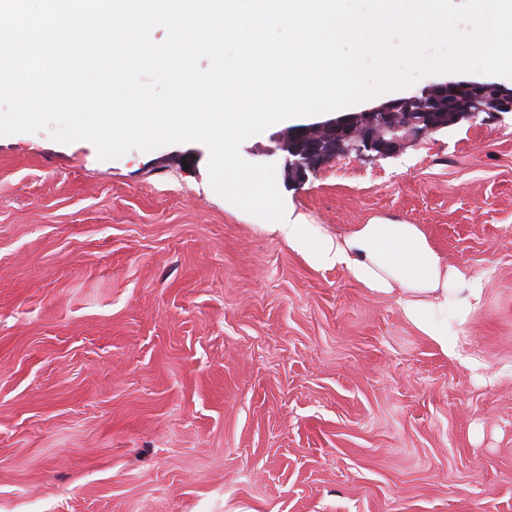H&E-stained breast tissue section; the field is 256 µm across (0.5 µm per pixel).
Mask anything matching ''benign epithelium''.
<instances>
[{
    "mask_svg": "<svg viewBox=\"0 0 512 512\" xmlns=\"http://www.w3.org/2000/svg\"><path fill=\"white\" fill-rule=\"evenodd\" d=\"M461 94L468 96L469 107L456 113L457 121L512 112V89L472 79L446 80L361 112H343L312 124L289 127L274 136L275 146L270 153H286L285 167L300 179L310 169L341 154L373 152L377 158L387 157L410 137L450 127L438 106L442 100L453 105L451 96Z\"/></svg>",
    "mask_w": 512,
    "mask_h": 512,
    "instance_id": "7a95c632",
    "label": "benign epithelium"
}]
</instances>
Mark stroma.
<instances>
[{"mask_svg": "<svg viewBox=\"0 0 512 512\" xmlns=\"http://www.w3.org/2000/svg\"><path fill=\"white\" fill-rule=\"evenodd\" d=\"M344 238L412 224L482 292L453 359L218 194L199 142L0 136V512H512V112L290 180Z\"/></svg>", "mask_w": 512, "mask_h": 512, "instance_id": "1", "label": "stroma"}]
</instances>
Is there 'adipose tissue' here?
Returning <instances> with one entry per match:
<instances>
[{
    "label": "adipose tissue",
    "instance_id": "ef3b65f1",
    "mask_svg": "<svg viewBox=\"0 0 512 512\" xmlns=\"http://www.w3.org/2000/svg\"><path fill=\"white\" fill-rule=\"evenodd\" d=\"M276 227L289 246L317 266H342L358 283L377 293L401 286V304L408 320L451 358L460 357L458 326L478 297L472 281L460 297L458 274L412 224H365L345 239H335L314 224L278 218Z\"/></svg>",
    "mask_w": 512,
    "mask_h": 512
}]
</instances>
